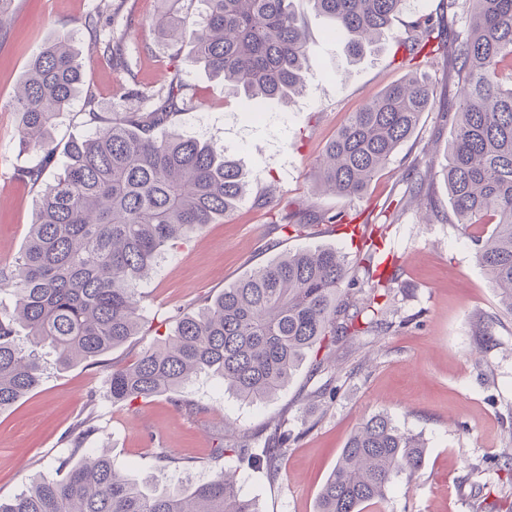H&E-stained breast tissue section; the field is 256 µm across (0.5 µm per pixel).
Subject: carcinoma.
Masks as SVG:
<instances>
[{"label": "carcinoma", "mask_w": 512, "mask_h": 512, "mask_svg": "<svg viewBox=\"0 0 512 512\" xmlns=\"http://www.w3.org/2000/svg\"><path fill=\"white\" fill-rule=\"evenodd\" d=\"M200 19L186 27L172 16L154 21L177 44L193 45L194 60L224 81V94L250 110L257 99L286 102L300 93L306 42L290 0H200ZM408 0H313L333 22L329 36L348 37L353 63L389 39L405 78L348 115L319 159L320 185L340 197L362 195L399 146L416 130L434 92L424 60L442 48L457 71L458 111L446 151L444 174L465 234L492 225L477 238L476 258L507 313L512 315V0H445L460 22L443 30L419 15L402 34L392 21ZM84 27L112 65L124 62L112 38H100V15ZM184 85L173 77L147 99L150 106L108 119L89 113L91 133L63 151L51 137L58 118L84 89L77 52L57 37L32 57L10 109L18 117L19 151L30 161L17 170L39 189L40 203L24 248L0 269V290L15 296L0 307V410L15 404L43 381L47 362L37 346L48 345L54 365L91 361L138 335L143 281L156 271L168 245L215 223L243 201L247 175L227 150L212 141L153 131L180 110ZM431 166H415L410 200L420 195ZM293 226L313 222L351 226L347 212L332 216L300 208ZM379 248L368 244L359 268L370 292L348 299L359 280L346 254L332 248L287 252L240 279L144 349L130 364L109 373L112 403L172 394L201 373H211L245 403L275 396L299 366L324 343L348 333L362 317L380 333L392 280L376 278ZM384 301H378V298ZM72 454L61 458L60 479L41 477L0 512H258L243 497L239 468L278 473L288 450V421L268 436L221 446L238 467L206 481L179 480L163 489L117 473L104 453L94 455L99 432L93 420L79 423ZM425 446L401 431L386 413L365 419L347 440L318 497V512H364L387 500L393 480L418 471Z\"/></svg>", "instance_id": "obj_1"}]
</instances>
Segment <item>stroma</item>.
Listing matches in <instances>:
<instances>
[{
  "instance_id": "obj_1",
  "label": "stroma",
  "mask_w": 512,
  "mask_h": 512,
  "mask_svg": "<svg viewBox=\"0 0 512 512\" xmlns=\"http://www.w3.org/2000/svg\"><path fill=\"white\" fill-rule=\"evenodd\" d=\"M293 2L308 49L304 91L287 105L262 104L253 117L193 61L190 45L170 43L151 25L162 12L193 25L199 0H122L109 29L121 44L123 69L99 58L82 26L104 0H14L0 30V267L11 265L23 249L39 200L37 189L17 176L27 158L18 150L17 119L7 103L32 56L58 35L72 38L95 100L77 98L65 111L51 132L56 144L87 135L90 112L111 117L142 108L143 94L176 72L185 86L184 104L172 131L224 144L250 183L234 214L168 250L141 288L138 336L96 363L66 369L53 367L52 352L40 348L49 362L41 386L0 411V500L13 499L34 478L55 477L78 423L89 416L99 428L97 443L116 469L160 488L184 465L194 480L234 466V458L214 453L225 421L261 436L269 423L284 418L293 438L279 474L240 472L242 492L259 512H316L318 492L351 433L384 412L427 446L421 469L395 479L385 512H473L471 487L485 481L490 487L482 492V512H512V485L496 483L512 458V315L479 265L473 238L456 227L443 175L459 101L448 54L439 52L426 66L435 83L430 110L367 191L356 198L324 194L316 178L326 142L349 112L405 72L394 62L390 43L347 64L344 38L327 35L330 21L310 0ZM428 159L433 176L422 193L434 210L430 224L406 204L409 175ZM268 191L276 207L258 206L256 197ZM292 202L386 226L388 257L379 271L394 281L388 331L347 337L328 366L307 359L282 391L261 403L238 401L212 375L180 389L183 409L166 395L113 403L106 385L111 366L132 361L167 335L180 313L198 310L289 251L333 247L354 256V244L335 225L313 224L301 234L283 229Z\"/></svg>"
}]
</instances>
